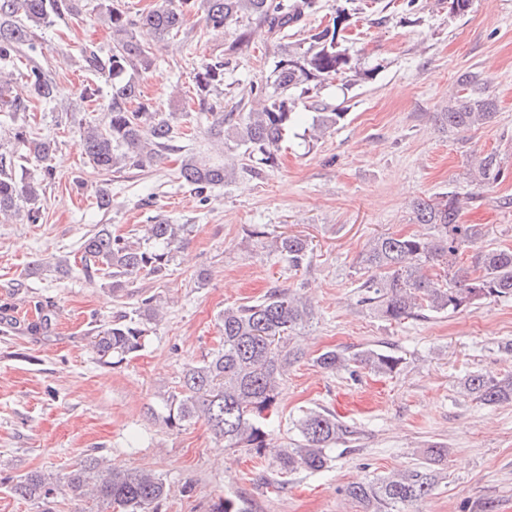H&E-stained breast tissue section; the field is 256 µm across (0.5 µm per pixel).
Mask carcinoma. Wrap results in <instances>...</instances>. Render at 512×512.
Masks as SVG:
<instances>
[{"mask_svg": "<svg viewBox=\"0 0 512 512\" xmlns=\"http://www.w3.org/2000/svg\"><path fill=\"white\" fill-rule=\"evenodd\" d=\"M115 2L97 4L112 29V47L103 55L84 52L88 68L112 77L105 121L90 122L82 129L85 154L106 174L153 165L180 134L170 119L158 116L142 101L136 75L152 66L154 53L136 40L134 27L151 29L161 42L174 39L183 30L185 13L196 6L203 10L207 26L214 29L247 18L285 38L289 30L303 29L306 17L322 8L321 0H177L174 6H160L134 20ZM84 8V0H0V112L14 124L13 139L26 147V153L19 156L0 155L1 218L14 214L16 202L23 198L30 204L28 220L33 224L39 221L38 203L54 178L56 142L31 137L28 121L19 114L29 113L38 103L55 101L61 90L41 65L31 61L25 69L19 68L24 48L35 49L37 31L52 19L75 17ZM350 17L347 8H339L332 25L308 29L304 38L283 45L270 77L273 91L257 89L260 107L236 119L231 114L221 118L212 127L214 135L224 137L227 121L232 124L230 138L251 160L275 165L288 128L302 118L296 111L298 100L327 79L343 77L356 83L368 76L352 65L342 46L341 32L347 25L338 20ZM458 83L470 93L456 98L448 111L437 113L440 125L466 130L494 123L497 101L480 87L478 76L465 71ZM223 84V59L204 61L197 68L195 92L200 103ZM134 102L135 108L131 107ZM344 116L343 112H319L312 118V128L323 134ZM31 158L41 163L40 178L16 179L13 168L23 167ZM470 175L479 186L498 182L504 175L501 158L493 152L474 157ZM227 178L224 164L194 156L185 159L179 170V179L200 194L224 184ZM461 207L453 192L440 199H414V218L428 227V233L373 238L361 255L367 276L358 285V303L383 320L400 323L432 313H458L486 301L511 300V248L477 249L469 263L459 261L465 249L486 235L484 224L460 223ZM183 231L182 224L159 221L149 228L153 241L149 245L114 234L103 225L82 240V267L104 272L114 289L126 287L143 272L159 276L173 251L181 247ZM270 247L295 270L307 263L310 253L306 240L291 235L271 237ZM436 266L442 267L443 273L433 272ZM47 269L60 279L73 271L68 258L57 257L51 263L35 265L32 273L40 275ZM141 305L137 316L122 315L99 326L93 345L103 363H119L142 347L146 324L158 317V308L151 298L142 300ZM314 315L309 299L278 288L252 303L224 308L220 315L222 344L184 368L177 389L163 400L165 425L176 428L202 418L227 447L246 448L271 458L280 475L325 468L333 446L352 434L334 413L326 409L305 412L297 420L298 439L289 448L275 444L266 428L277 409L288 370L305 356L292 345L293 336L310 326ZM313 362L332 374L354 375L362 369L392 374L398 371L402 357L372 348L354 353L327 350ZM460 394L489 406L512 404V373L490 378L473 371L460 383ZM67 482L76 496L100 503L109 512H158L166 495L159 475L145 470L113 471L95 455L86 456L79 468L69 472ZM436 483L434 469L422 466L351 484L346 495L363 503L368 512H394L400 505L429 496ZM9 490L16 497L45 506L54 498L56 481L35 471L17 478Z\"/></svg>", "mask_w": 512, "mask_h": 512, "instance_id": "1", "label": "carcinoma"}]
</instances>
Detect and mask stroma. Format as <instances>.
<instances>
[{
  "label": "stroma",
  "mask_w": 512,
  "mask_h": 512,
  "mask_svg": "<svg viewBox=\"0 0 512 512\" xmlns=\"http://www.w3.org/2000/svg\"><path fill=\"white\" fill-rule=\"evenodd\" d=\"M402 3L355 0L346 45L369 78L326 82L300 99L299 111L341 109L345 118L318 140L304 126L290 129L277 165L258 170L234 144L216 149L193 98L194 75L203 61L224 59V84L211 97L235 111L251 87L266 85L280 54L266 27L246 19L217 30L202 13H187L183 42L157 48L139 83L153 108L189 129L190 138L177 139L176 150L150 168L105 175L85 155L80 127L103 118L112 80L89 71L80 50H108L112 32L92 8L43 26L31 58L61 96L36 109L32 131L56 142L55 178L39 223H29L24 201L12 221L0 223V512H41L5 485L36 470L57 479L52 512H96L65 479L94 452L128 470L161 474L168 496L158 512H209L221 497L243 512H365L346 496L348 485L421 465L435 443L449 448L435 465L438 483L403 512H473L486 499L497 512H512V404L484 406L458 394L468 372L512 371L502 351L512 340V301L399 324L357 302L368 242L421 232L410 208L415 198L451 191L466 197L460 221L486 225L481 248H512V0H472L469 12L455 17L440 0H426L414 22ZM242 27L253 30V40L237 49ZM466 70L480 73L499 113L491 125L457 132L436 115L462 95L457 77ZM92 81L99 101L72 109ZM491 152L506 174L477 187L468 159ZM187 156L222 161L233 174L198 195L178 177ZM103 188L112 196L106 212L95 204ZM160 220L185 227L163 276L144 273L116 291L110 278L78 265L61 280L27 273L60 256L77 264L80 241L96 225L141 238ZM256 225L307 238V266L291 270L251 238ZM274 288L300 290L315 306L311 326L296 338L306 356L290 368L270 424L275 443L292 442L296 420L311 409L330 410L356 432L332 449L328 468L298 471L276 488L270 458L225 447L202 420L169 429L153 415L185 364L217 348L223 309ZM146 297L166 304L164 319L150 323L142 348L121 364L100 363L94 327L135 314ZM45 301L50 320L39 330ZM333 348L391 350L403 362L390 375L330 374L313 359Z\"/></svg>",
  "instance_id": "obj_1"
}]
</instances>
